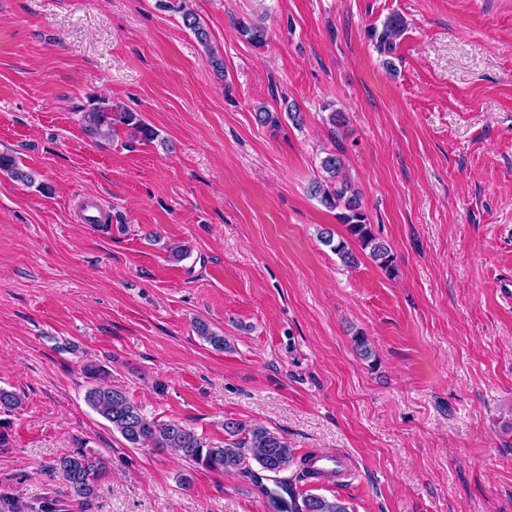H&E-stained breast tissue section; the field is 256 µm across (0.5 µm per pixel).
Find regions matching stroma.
<instances>
[{"instance_id":"1","label":"stroma","mask_w":512,"mask_h":512,"mask_svg":"<svg viewBox=\"0 0 512 512\" xmlns=\"http://www.w3.org/2000/svg\"><path fill=\"white\" fill-rule=\"evenodd\" d=\"M393 14L386 57L370 29ZM259 19L258 49L234 24ZM97 100L157 139H90L79 112ZM259 104L304 123L271 132ZM339 146L393 274L318 239L346 233L309 193ZM1 153L34 175L0 172V388L23 399L0 494L20 512H280L263 474L131 447L84 400L91 361L209 441L228 419L283 435L296 495L512 512V0H0ZM79 448L109 468L83 505L51 469ZM310 454L354 474L297 480ZM183 23L186 28L191 30L196 36L198 42L205 48L209 57L210 64L216 73L221 74L224 69V61L221 55L210 45V38L208 31L201 23L200 18L191 10L183 8Z\"/></svg>"}]
</instances>
